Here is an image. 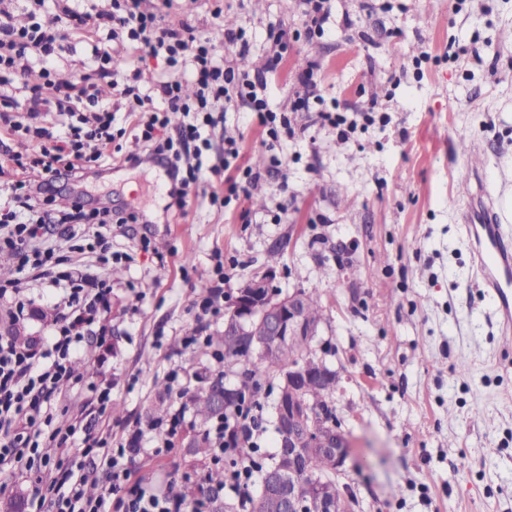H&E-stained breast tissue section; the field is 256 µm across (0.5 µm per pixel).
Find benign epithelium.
Here are the masks:
<instances>
[{
  "instance_id": "1",
  "label": "benign epithelium",
  "mask_w": 512,
  "mask_h": 512,
  "mask_svg": "<svg viewBox=\"0 0 512 512\" xmlns=\"http://www.w3.org/2000/svg\"><path fill=\"white\" fill-rule=\"evenodd\" d=\"M318 330L319 325L307 317L304 292L282 293L273 285L268 272L241 282L224 313L226 336H251L259 331L277 347H285L292 339L299 338L305 342L306 351L316 357L314 372L288 363V376L279 385L277 420L280 447L288 449V476H274L262 489L287 512L330 510L325 483L316 478L309 483L308 474L301 471L300 461L306 452L334 455L338 475L351 453L341 421L334 418L331 409L303 399L304 386L309 380L324 384L332 378L326 361L316 352Z\"/></svg>"
}]
</instances>
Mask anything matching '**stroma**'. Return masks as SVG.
Returning a JSON list of instances; mask_svg holds the SVG:
<instances>
[{"mask_svg":"<svg viewBox=\"0 0 512 512\" xmlns=\"http://www.w3.org/2000/svg\"><path fill=\"white\" fill-rule=\"evenodd\" d=\"M171 16L212 33L246 28L249 48L232 64L261 75L273 111H289L299 67L313 61L326 108L375 100L385 118L345 142L296 114L279 172L262 128L247 112L225 113L240 165L262 177L221 209L194 197L179 211L155 190L164 172L124 163V137L81 185L50 179L53 208L79 189L128 218L107 234L128 255L110 266L72 251L64 226L47 227L66 267L112 285L107 336H87L55 419L78 412L92 433L122 438L157 421L158 400L174 405L171 369L187 392L218 377L239 383V366L215 369L208 349L184 346L199 326L191 304L216 265L228 296L269 270L282 291L321 290L318 341L352 444L338 481L354 512H512V352L462 228L464 214L490 204L512 229V40L500 37L512 30V0H332L324 35L293 37L279 61L268 31L302 29L295 0H174ZM273 248L281 259L270 266ZM106 384L120 414L98 411L94 389ZM205 430L187 413L168 452L127 465L173 495L208 489L192 452Z\"/></svg>","mask_w":512,"mask_h":512,"instance_id":"obj_1","label":"stroma"}]
</instances>
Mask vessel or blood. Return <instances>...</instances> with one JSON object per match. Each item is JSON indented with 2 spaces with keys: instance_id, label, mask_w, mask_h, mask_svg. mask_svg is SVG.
Instances as JSON below:
<instances>
[{
  "instance_id": "obj_1",
  "label": "vessel or blood",
  "mask_w": 512,
  "mask_h": 512,
  "mask_svg": "<svg viewBox=\"0 0 512 512\" xmlns=\"http://www.w3.org/2000/svg\"><path fill=\"white\" fill-rule=\"evenodd\" d=\"M476 253V271L483 280L504 326L512 325V235L497 224L491 211L469 225Z\"/></svg>"
}]
</instances>
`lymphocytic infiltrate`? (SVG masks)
Segmentation results:
<instances>
[{
  "label": "lymphocytic infiltrate",
  "mask_w": 512,
  "mask_h": 512,
  "mask_svg": "<svg viewBox=\"0 0 512 512\" xmlns=\"http://www.w3.org/2000/svg\"><path fill=\"white\" fill-rule=\"evenodd\" d=\"M28 22L17 27L0 18V89H13L10 105L21 106L28 122L6 119L8 131L26 138L32 146L29 157L7 154L0 158V178H6V207H0V248L18 258L14 272L0 277V309L10 323L25 317L34 300L26 294L28 279L46 280L55 291L63 312L53 323L46 341H22L11 333L0 334V475L32 471L39 486L30 502L31 512H205L200 499L185 502L160 488H145L133 481L126 465L130 456L140 454V432L127 442L113 444L108 433L88 431L81 418H71L66 426L53 423L52 409L60 390L71 378V361L88 332L107 330L112 286L92 274L73 275L62 269L61 258L46 246L42 230L48 224H63L69 239L94 235L104 241L105 230L124 223L120 213L110 210L85 211L83 204L71 210L46 209L43 187L24 180L27 168H41L47 178L64 174L82 178L95 164L110 160L115 111L99 101L94 78L109 81L126 112L134 119L132 146L124 160L136 165L142 152L164 159L177 184L178 206H186L192 191L208 187L211 205L224 206L239 185L257 183L261 175L252 168H238L240 144L225 139L215 146L210 128L219 116L233 106L250 112L271 142L291 134L286 114L272 112L267 103L263 80L239 73L231 65V54L246 50L245 29L224 31L221 42L188 22H172V0H105L95 12H80L69 0H56L58 24L44 27L40 14L45 0H20ZM90 28L98 36L91 43L92 72L73 80L57 81L48 67L49 59L69 49L75 30ZM165 62L155 83L148 89L129 82L127 73L145 57ZM41 65L43 82L31 86L25 75L33 65ZM192 67L196 91L185 96L176 73ZM316 63L306 62L299 73L294 106L308 112L312 122L335 128L340 139H347L354 121L324 110L313 79ZM55 115L54 128L34 125L40 113ZM179 113L183 121L178 138L160 137L169 116ZM237 169L238 184L224 185V171ZM248 405L212 421L205 434L217 451L230 449L233 441L244 438L257 443L261 432L250 423ZM55 443L62 459L50 463L40 449L44 442ZM97 457L111 475L108 486L96 497L86 496L84 487L94 474L83 464L86 457Z\"/></svg>",
  "instance_id": "1"
}]
</instances>
